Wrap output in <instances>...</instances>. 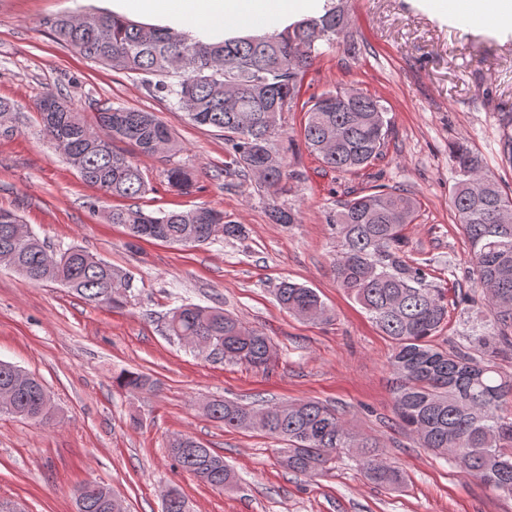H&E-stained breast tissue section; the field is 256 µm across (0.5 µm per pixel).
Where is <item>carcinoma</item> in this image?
I'll list each match as a JSON object with an SVG mask.
<instances>
[{"label":"carcinoma","instance_id":"carcinoma-1","mask_svg":"<svg viewBox=\"0 0 512 512\" xmlns=\"http://www.w3.org/2000/svg\"><path fill=\"white\" fill-rule=\"evenodd\" d=\"M349 21L326 0L323 12L288 26L283 32L227 38L203 44L168 28L137 25L110 12L59 15L50 20L54 41L86 60L133 74L173 109L193 123L224 132L228 151L241 176L276 192L298 177L286 169L277 138L281 115L297 105L308 69L335 44L355 48ZM303 140L325 167L337 172L365 168L383 156L390 132L387 110L366 95L329 90L302 104ZM42 136L62 152L87 183L104 195L136 199L148 190L140 166L114 151L112 141L127 140L147 156L169 157L182 150L175 135L151 112L130 107L97 110L89 123L58 93L36 104ZM456 178L449 202L470 244L480 297L497 332L469 337L474 352L447 350L432 337L448 324L444 289L428 281L420 264L400 256L404 227L413 223L416 199L405 189L380 185L356 194L326 215L341 239L342 252L332 263L336 281L371 316L394 343L391 366L398 384L394 407L399 424L419 444L451 461L496 495L512 497V377L499 374L490 358L512 352V194L484 171L483 160L464 145L453 154ZM169 187L181 194L196 189L197 175L182 167L166 171ZM299 211L272 205L276 224L298 223ZM113 224L126 226L134 239L182 246L239 239L245 227L206 206L180 211L114 209ZM15 212L0 209V267L28 283L57 282L91 304L121 306L132 292L133 278L80 246L56 255L28 230ZM275 297L288 313L306 319L327 318V308L311 288L283 282ZM167 333L193 348L224 360L266 369L273 362L271 341L221 308L182 304L168 317ZM129 392L151 389L148 376L124 371L117 376ZM0 412L44 423L52 418L51 398L34 375L0 360ZM208 417L233 429L260 430L288 442L279 464L314 477L342 450L359 458L365 476L382 487L405 482L404 473L378 453L376 445L356 438L336 410L313 400L244 405L230 399L206 404ZM175 465L214 490L233 487L236 477L224 457L190 435L168 442ZM79 512H108L111 487L97 481L77 486Z\"/></svg>","mask_w":512,"mask_h":512}]
</instances>
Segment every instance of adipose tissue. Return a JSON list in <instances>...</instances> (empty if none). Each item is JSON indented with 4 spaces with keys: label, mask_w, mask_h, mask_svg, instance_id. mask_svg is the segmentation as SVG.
<instances>
[{
    "label": "adipose tissue",
    "mask_w": 512,
    "mask_h": 512,
    "mask_svg": "<svg viewBox=\"0 0 512 512\" xmlns=\"http://www.w3.org/2000/svg\"><path fill=\"white\" fill-rule=\"evenodd\" d=\"M113 14L145 26L184 32L204 44L248 34L259 18L285 29L311 14L320 0H108ZM437 7L452 15L463 12L478 25H493L512 14V0H439Z\"/></svg>",
    "instance_id": "1"
}]
</instances>
